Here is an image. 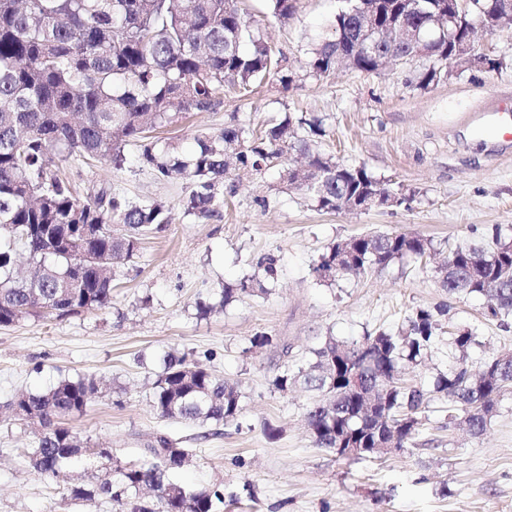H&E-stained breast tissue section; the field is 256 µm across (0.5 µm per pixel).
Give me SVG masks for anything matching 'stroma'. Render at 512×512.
<instances>
[{
	"label": "stroma",
	"mask_w": 512,
	"mask_h": 512,
	"mask_svg": "<svg viewBox=\"0 0 512 512\" xmlns=\"http://www.w3.org/2000/svg\"><path fill=\"white\" fill-rule=\"evenodd\" d=\"M338 0H298L288 20L268 14L266 0H246L256 28L288 57L297 79L289 89L270 82L242 97L225 96L214 110L178 115L165 136L191 144L236 122L265 126L288 112L318 117L317 146L341 163L366 166L410 196L409 204L326 212L287 187L281 166L233 176L225 184L223 216H186L185 180H161L127 149L122 169L75 160L70 174L81 193L102 185L138 201H162L173 222L146 237L137 256L118 269L110 310L0 328V512H117L106 499H70L71 484L95 483L90 465L69 478L36 472L22 451L36 428L11 417L4 404L23 391H42L61 377L101 380L99 394L72 426L91 445L108 448L118 464L139 460L159 433L189 451L178 476L224 490V512H512V390L501 398L482 435L449 425L448 405L435 395L438 374L453 359L448 334L477 329L467 360L480 365L512 351V318L487 317L481 296H449L436 273L439 259L466 242H487L512 227V140L485 135L484 118L512 101V23L478 33L476 54L500 60L449 73L420 90L407 87L409 69L390 64L374 73L307 74L305 52L326 35ZM372 230L431 240L433 257L407 258L327 285L320 256L337 242ZM277 273L263 291L197 319L195 303L222 285L258 273L261 257ZM445 308L439 340L425 365L410 373L431 401L407 447L378 460L343 459L316 447L305 424L308 396L274 392L284 363L302 364L321 336L356 340L400 327L413 311ZM272 335V345L252 346ZM187 356L239 385L238 418L220 425L160 418L150 402L160 358ZM280 427L268 439L266 426Z\"/></svg>",
	"instance_id": "35a3bbf8"
}]
</instances>
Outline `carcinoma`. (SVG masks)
Here are the masks:
<instances>
[{
    "instance_id": "obj_1",
    "label": "carcinoma",
    "mask_w": 512,
    "mask_h": 512,
    "mask_svg": "<svg viewBox=\"0 0 512 512\" xmlns=\"http://www.w3.org/2000/svg\"><path fill=\"white\" fill-rule=\"evenodd\" d=\"M295 0H267L273 17L286 19ZM334 14L328 36L308 49L310 74L327 77L336 61L349 68L376 72L389 54L411 65L417 57L407 44L381 40L390 22L404 18L427 39L430 65L416 75L427 89L445 77L457 41L467 39L475 15H457L454 39L438 36L442 0H381L374 48L357 49L362 29L360 0ZM277 80L287 89L295 80L284 55L258 33L236 0H0V326L26 319L63 318L112 308L116 269L136 255L143 237L164 230L169 208L158 201L131 200L110 187L86 198L74 192L65 170L81 158L125 163L133 146L141 164L161 179L182 176L190 190L182 198L184 213L210 221L222 217L224 183L233 169L257 173L291 152L307 159L299 179L293 168L282 171L292 188L324 211L336 200L367 199L374 207L408 198L374 178L364 166H347L315 148L325 135L322 121L288 116L263 130L237 123L218 134L200 133L185 147L160 136L186 112H209L222 103L224 88L249 92ZM94 224L87 235L81 225ZM122 232L114 233V226ZM433 250L430 241L407 233H369L330 247L315 267L320 281L384 268L407 256ZM85 252L91 264H73ZM450 296L481 295L494 300L488 313L512 316V237L495 229L492 243L458 245L438 269ZM246 279L221 290L220 305L255 292ZM439 330L437 315L427 309L410 314L396 330L367 332L351 342L322 337L305 365H286L272 381L287 394L301 386L317 394L306 407L310 433L319 448L339 444L374 448L388 431H398V447L416 435L418 416L428 406L415 384L401 385V364H424ZM479 343L474 329L448 336V348L465 356ZM379 358L377 369H362L363 389L384 392L387 414H362L350 368ZM436 392L448 400V421L462 416L473 435L482 434L498 398L512 390V357L496 355L474 373L464 360L438 376ZM94 378H62L45 391L22 392L8 403L21 419H36L41 432L26 451L32 467L56 475L86 456L98 457L66 425L97 397ZM242 393L199 362L169 353L152 387L151 406L164 419L227 423L237 418ZM189 453L159 435L147 444L144 459L117 466L91 487L72 485L70 496L92 501L107 498L121 512H220L224 493L215 487H186L174 478Z\"/></svg>"
}]
</instances>
